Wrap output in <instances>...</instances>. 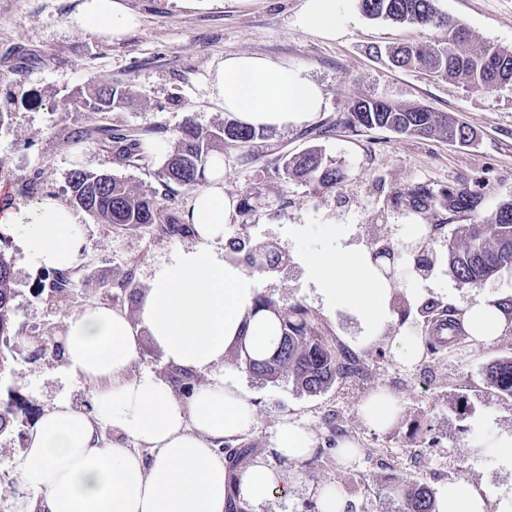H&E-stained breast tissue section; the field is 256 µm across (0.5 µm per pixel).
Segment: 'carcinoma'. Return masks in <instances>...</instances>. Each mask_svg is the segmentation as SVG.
I'll use <instances>...</instances> for the list:
<instances>
[{
	"instance_id": "1",
	"label": "carcinoma",
	"mask_w": 512,
	"mask_h": 512,
	"mask_svg": "<svg viewBox=\"0 0 512 512\" xmlns=\"http://www.w3.org/2000/svg\"><path fill=\"white\" fill-rule=\"evenodd\" d=\"M361 10L370 18L400 24L432 26L446 31L444 41L428 45L392 46L387 54L397 68H418L435 77L456 80L468 90L490 91L512 86V50L491 44L472 45L467 28L440 14L434 0H359ZM125 93L103 85L92 89L80 99V108L89 114L91 124L70 131L73 143L95 137L129 166H144L151 160L146 151L145 134L121 129L106 122V114L124 104ZM345 124L354 128H381L400 135L428 138L442 135L451 143H466L472 132L465 125L448 121L441 112L421 105H396L381 99H356L348 106ZM264 130L226 121L215 130H204L192 122L185 123L174 138L172 152L156 173L165 191L176 185L195 190L205 183L206 166L214 153L224 150V144L244 147ZM284 180L304 182L322 188H336L343 178V169L325 156L322 148L312 145L297 154L280 158ZM64 193L69 202L91 214L100 224L117 228L138 227L158 231L170 238H183L193 232L181 218L165 213L157 197L158 191L146 188L114 174L101 176L81 169L67 177ZM405 204L415 213L432 211L448 205L465 213H475L482 203L477 187L458 190H435L416 184L395 197L394 205ZM463 242H448L447 253L429 251L427 264L413 258L417 271L431 270L448 264L457 281L463 285L482 284L505 269L512 268V200L501 204L486 220L466 224ZM0 235V362L21 349L30 337L15 328L14 259ZM226 258L259 273L273 272L288 263V255L272 242L236 241ZM373 263L395 258L390 242L378 238L370 254ZM72 271H51L47 274V300L62 306L71 293ZM258 306L275 315L280 336L273 353L258 357L247 349L238 348L236 361L252 376L263 382L275 383L286 378L300 391L317 394L329 388L339 378L359 374L355 357L340 345L333 346L320 336L307 307L300 303L278 305L259 295ZM173 384L190 394L196 379L193 373L174 368ZM488 384L499 393L512 396V358L490 364L486 370ZM23 405L19 396L10 391L0 398V434L19 430L23 421L19 412ZM404 512H434V496L422 485L407 491Z\"/></svg>"
}]
</instances>
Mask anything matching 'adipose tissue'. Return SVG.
Here are the masks:
<instances>
[{"mask_svg": "<svg viewBox=\"0 0 512 512\" xmlns=\"http://www.w3.org/2000/svg\"><path fill=\"white\" fill-rule=\"evenodd\" d=\"M345 0H304L297 23L335 39L347 18ZM141 19L125 0H79L72 28L117 42ZM209 98L225 115L256 129L285 130L314 119L324 90L305 68L256 53L226 56L206 79ZM238 208L224 193V160L214 158L206 182L185 211L195 235L151 278L137 322L103 305L65 319L62 350L71 377L91 381L90 410L58 399L33 425L17 460L19 512H227L230 496L256 504L287 491V472L258 460L230 471L222 447L249 431L251 394L225 366L229 348L274 346L275 317L259 309L258 278L224 257V226ZM22 229L25 253L43 269L71 270L85 246L80 213L47 197L28 216L0 208V232ZM309 278L318 293L354 314L359 343L384 334L392 319L391 282L358 251L314 254ZM469 341L492 343L512 330L494 296L479 297L460 317ZM170 366L210 375L186 398L151 374L134 375L140 331ZM436 512H512V492L490 494L459 482L441 488Z\"/></svg>", "mask_w": 512, "mask_h": 512, "instance_id": "adipose-tissue-1", "label": "adipose tissue"}]
</instances>
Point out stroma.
<instances>
[{"label": "stroma", "mask_w": 512, "mask_h": 512, "mask_svg": "<svg viewBox=\"0 0 512 512\" xmlns=\"http://www.w3.org/2000/svg\"><path fill=\"white\" fill-rule=\"evenodd\" d=\"M78 0H0V184H8L14 205L32 209L39 201L31 187L62 193L72 169L109 173L144 186H157L155 171L166 161L172 138L186 122L203 128L224 123L223 110L208 98L205 78L224 57L257 53L308 70L325 92V107L302 127L266 131L246 147L224 148V193L249 199L252 209L225 225L224 238L240 230L252 239L276 243L288 265L260 276V292L281 304L300 303L314 315L324 336L350 348L361 373L337 380L326 391L309 394L287 380H243L253 395L255 419L240 436L251 459H264L291 475L288 493L269 492L247 512H316L320 489L337 488L348 512H403L404 493L423 484L431 491L457 481L491 492L512 489V470L494 458L474 459L479 436L472 421L483 417L492 431H512V397L486 381L487 366L512 357V331L491 344L457 341L423 354L415 363L394 360L385 343L353 345L358 321L327 303L309 280L307 262L333 244L368 249L374 238L398 251L397 294L419 289L423 298L464 311L480 296L512 292V272L481 286L459 285L448 267L416 276L405 246V229L421 224L432 230L434 250H446L460 238L462 225L487 216L512 199V88L467 90L449 78L419 69H396L369 46L425 43L443 38L440 29L420 28L367 18L358 0H347L349 20L336 39L302 31L297 24L302 0H203L195 9L177 0H126L141 17L140 26L122 41L108 42L89 32L72 31L68 18ZM438 10L461 21L475 42L512 49V0H435ZM128 88V104L110 117L147 131L153 149L149 168L126 166L95 140L73 144L71 128L85 114L74 102L90 83ZM357 98H382L399 105L420 104L447 113L449 121L468 125L474 137L465 146L440 137L415 138L384 129L348 128V104ZM70 101L62 110V101ZM321 146L341 165L346 177L333 189L284 181L276 166L283 154ZM435 189L480 185L478 215L440 208L423 214L393 198L412 185ZM86 246L77 266L72 300L66 308L48 304L41 292L44 272L36 268L16 240L14 321L39 333L57 329L86 305L129 311L126 295L111 281L133 269L134 283L147 290L155 271L189 238H169L137 227L115 231L83 214ZM385 389L397 403L398 418L389 429L364 424L359 406L370 393ZM17 392L28 422L61 397L88 405L93 383L68 376L61 358L27 354L8 359L0 373V396ZM286 421L308 428L316 446L299 463H287L273 448L278 426ZM360 448L351 463L341 462L337 445ZM24 435L0 434V512H16L15 462Z\"/></svg>", "instance_id": "obj_1"}]
</instances>
